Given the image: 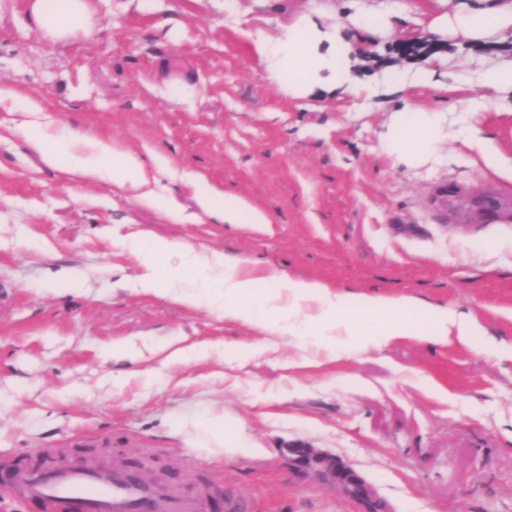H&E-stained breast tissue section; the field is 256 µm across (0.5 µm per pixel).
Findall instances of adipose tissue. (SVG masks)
<instances>
[{"label": "adipose tissue", "mask_w": 512, "mask_h": 512, "mask_svg": "<svg viewBox=\"0 0 512 512\" xmlns=\"http://www.w3.org/2000/svg\"><path fill=\"white\" fill-rule=\"evenodd\" d=\"M30 12L37 29L54 40L90 27L87 0H33ZM427 29L435 36L497 44L512 38V0H463L454 13L434 16ZM255 51L268 72L293 96L316 91L358 95L371 90L353 75L357 59L351 42L336 27L320 26L310 16L296 18L279 35L257 40ZM392 113L391 131L381 143L384 154L417 164L437 151L442 135L436 111L403 105L393 107ZM30 136L47 165L66 162L70 175L106 177L116 186L135 190L147 183L140 160L110 142L66 126L52 131L35 125ZM197 195L202 210L221 222L267 221L262 211L248 207L237 195H219L202 184ZM134 246L149 255L138 277L144 291H156L161 257L181 253L187 273L202 279L211 303L225 314L303 342H332L330 354L338 359L355 347L381 346L399 336L442 342L452 335L468 338L479 328L471 315L450 307L433 309L430 323H421L414 316L420 304L411 297L372 294L352 303L347 295L321 282L260 275L217 251L198 253L184 244L161 248L146 239L136 240ZM191 427L195 438L212 451L244 450L238 436L226 431L223 416H205L192 421Z\"/></svg>", "instance_id": "obj_1"}]
</instances>
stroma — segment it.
Returning a JSON list of instances; mask_svg holds the SVG:
<instances>
[{
	"instance_id": "obj_1",
	"label": "stroma",
	"mask_w": 512,
	"mask_h": 512,
	"mask_svg": "<svg viewBox=\"0 0 512 512\" xmlns=\"http://www.w3.org/2000/svg\"><path fill=\"white\" fill-rule=\"evenodd\" d=\"M90 32L53 43L29 0H0V455H40L79 436L162 459L185 485L199 478L245 512H359L335 485L301 472L291 443L361 475L394 512H512V217L448 220L443 186L512 195L460 137L490 138L512 163V95L486 102L472 75L491 48L420 38L425 6L460 0H366L393 6L385 38L355 29L334 0H89ZM308 15L339 27L365 58L359 81L399 68L395 91L289 96L254 52L260 37ZM183 69H175L172 56ZM432 69L438 80L412 75ZM137 156L151 199L46 165L20 102ZM439 110L442 141L422 165L382 155L391 108ZM167 164L157 168L153 155ZM241 196L264 224L202 213L195 181ZM196 214L188 224L182 217ZM218 251L345 293L412 297L472 313L480 331L441 343L400 337L332 359L206 306L181 259L166 258L162 292L137 282L131 240ZM176 293H169V286ZM131 341L139 361L112 357ZM191 346L186 362L170 344ZM223 414L247 453L220 455L174 435L183 420Z\"/></svg>"
}]
</instances>
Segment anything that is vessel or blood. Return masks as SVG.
I'll return each mask as SVG.
<instances>
[{
	"mask_svg": "<svg viewBox=\"0 0 512 512\" xmlns=\"http://www.w3.org/2000/svg\"><path fill=\"white\" fill-rule=\"evenodd\" d=\"M482 214L512 212V197L488 193L471 199ZM0 491L32 502L41 512H205L210 484L185 492L169 482L145 479L133 464L94 468L38 463L35 456L0 459Z\"/></svg>",
	"mask_w": 512,
	"mask_h": 512,
	"instance_id": "b4317fda",
	"label": "vessel or blood"
}]
</instances>
